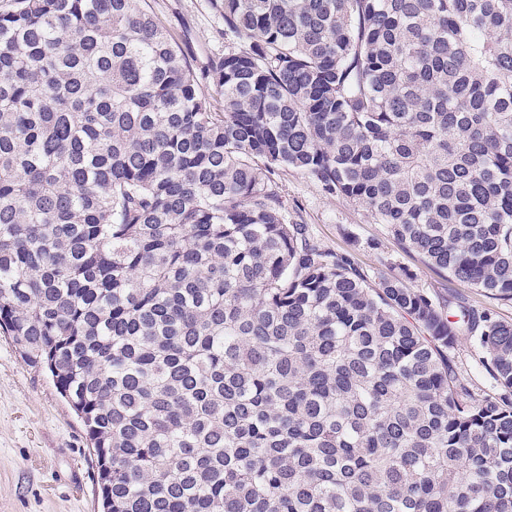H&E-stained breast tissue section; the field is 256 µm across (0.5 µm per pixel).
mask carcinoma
Instances as JSON below:
<instances>
[{"mask_svg": "<svg viewBox=\"0 0 512 512\" xmlns=\"http://www.w3.org/2000/svg\"><path fill=\"white\" fill-rule=\"evenodd\" d=\"M210 6L243 46L204 84L139 0L0 6V332L103 512H512V321L322 247L274 180L512 302V0ZM454 360L461 377L476 395L490 389L489 375L478 367V352L472 343L462 339L454 354Z\"/></svg>", "mask_w": 512, "mask_h": 512, "instance_id": "cac0c4a2", "label": "carcinoma"}]
</instances>
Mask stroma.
I'll use <instances>...</instances> for the list:
<instances>
[{
    "label": "stroma",
    "mask_w": 512,
    "mask_h": 512,
    "mask_svg": "<svg viewBox=\"0 0 512 512\" xmlns=\"http://www.w3.org/2000/svg\"><path fill=\"white\" fill-rule=\"evenodd\" d=\"M194 71L229 48L224 22L209 0H149ZM291 216L306 224L321 246L353 250L375 269L395 263L414 273L413 287L477 308H496L512 321V303L464 288L388 237L368 211L325 197L300 174L277 178ZM97 464L85 426L60 395L48 372L28 366L0 333V512H100Z\"/></svg>",
    "instance_id": "1"
}]
</instances>
